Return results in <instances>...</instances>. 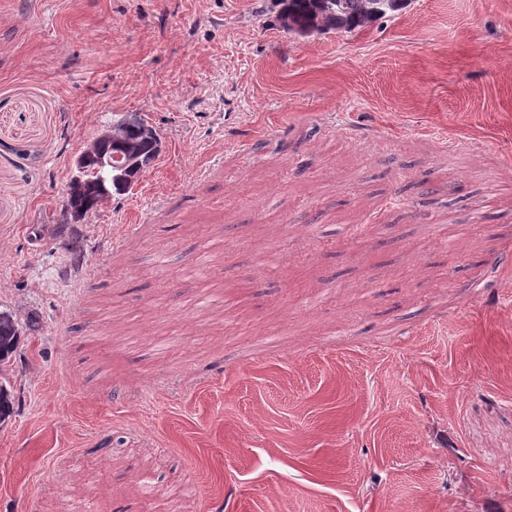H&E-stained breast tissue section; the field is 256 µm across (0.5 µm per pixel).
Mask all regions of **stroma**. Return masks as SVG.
<instances>
[{
    "mask_svg": "<svg viewBox=\"0 0 512 512\" xmlns=\"http://www.w3.org/2000/svg\"><path fill=\"white\" fill-rule=\"evenodd\" d=\"M278 10L0 0V512H512V0ZM410 0H279V16L288 32L352 33L380 18L394 17ZM127 124L128 122H124L107 126L74 159L75 174L66 189V211L74 223L80 222L89 214L85 208L77 205V200L87 187L88 181L85 175L90 163L95 164L96 170L102 171L108 177L109 189L97 200L96 204L99 206L104 200L112 198L113 182L123 189L124 194L136 181L138 173L134 177L123 175L119 180L114 176L112 182L113 169H120L131 159H141L152 164L158 157L159 154L155 152L152 142L141 133L138 124L128 128L121 142L113 148L112 141L121 138ZM19 328L13 315L5 310L0 311V366L9 360L18 343Z\"/></svg>",
    "mask_w": 512,
    "mask_h": 512,
    "instance_id": "35a3bbf8",
    "label": "stroma"
}]
</instances>
